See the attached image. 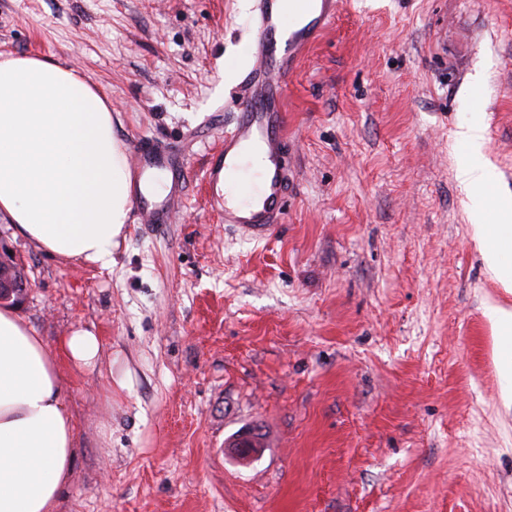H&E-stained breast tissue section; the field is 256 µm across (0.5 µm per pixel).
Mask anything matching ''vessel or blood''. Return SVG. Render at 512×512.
<instances>
[{"instance_id":"obj_1","label":"vessel or blood","mask_w":512,"mask_h":512,"mask_svg":"<svg viewBox=\"0 0 512 512\" xmlns=\"http://www.w3.org/2000/svg\"><path fill=\"white\" fill-rule=\"evenodd\" d=\"M285 0H255L251 54L254 66L246 74L244 93L224 143L207 164L210 184H223L225 196L218 206L225 223L257 237L282 223L288 190L289 160L285 120L288 85L305 51L332 27L338 0H303L304 13L288 12ZM259 152L264 160L260 188L239 157ZM134 169L131 199L144 223L167 224L181 200L184 172L177 155L155 143H139L131 150ZM164 175V193L153 189Z\"/></svg>"}]
</instances>
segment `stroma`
<instances>
[{
	"label": "stroma",
	"mask_w": 512,
	"mask_h": 512,
	"mask_svg": "<svg viewBox=\"0 0 512 512\" xmlns=\"http://www.w3.org/2000/svg\"><path fill=\"white\" fill-rule=\"evenodd\" d=\"M252 0H0V54L60 62L112 106L121 148L184 156L173 223L128 220L103 269L0 246L18 311L56 343L73 478L56 512H512V405L454 133L486 126L512 196V0H340L286 77L288 214L254 241L205 169L249 63ZM259 452L238 459V434ZM10 259H3L0 256V303L12 301L15 305L23 303L27 294L28 280L20 272H16L12 277V267Z\"/></svg>",
	"instance_id": "stroma-1"
}]
</instances>
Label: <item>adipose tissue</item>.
I'll use <instances>...</instances> for the list:
<instances>
[{
	"label": "adipose tissue",
	"instance_id": "ef3b65f1",
	"mask_svg": "<svg viewBox=\"0 0 512 512\" xmlns=\"http://www.w3.org/2000/svg\"><path fill=\"white\" fill-rule=\"evenodd\" d=\"M454 139L474 238L489 271L511 286L512 201L496 197L492 172L471 160L485 143L483 121L460 125ZM130 179L112 107L88 79L43 58L0 59V223L49 255L111 267ZM487 315L512 401V311L491 306ZM100 350L81 328L49 344L14 307L0 308V512H55L75 455L57 358L88 367Z\"/></svg>",
	"mask_w": 512,
	"mask_h": 512
}]
</instances>
